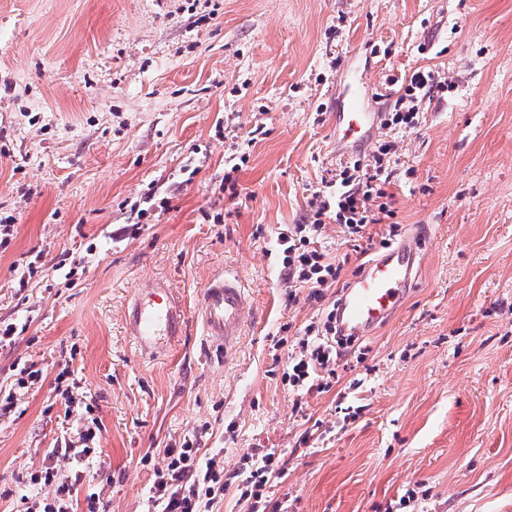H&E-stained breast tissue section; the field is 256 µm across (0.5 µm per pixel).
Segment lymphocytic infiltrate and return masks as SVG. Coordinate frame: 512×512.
<instances>
[{
    "instance_id": "lymphocytic-infiltrate-1",
    "label": "lymphocytic infiltrate",
    "mask_w": 512,
    "mask_h": 512,
    "mask_svg": "<svg viewBox=\"0 0 512 512\" xmlns=\"http://www.w3.org/2000/svg\"><path fill=\"white\" fill-rule=\"evenodd\" d=\"M444 81L431 69L414 71L392 112L386 113L383 125L391 130L416 128L423 102L442 91ZM396 153L392 141L379 143L369 158L357 159L340 168L336 190L316 192L311 203L312 220L279 232L283 266L289 282L308 289L310 298L321 299L326 288L340 284L345 263L335 260L317 244L325 220L343 226L350 241L362 240L370 226L393 217L395 194L391 160ZM348 343L338 336L335 311L324 320L313 321L288 354L285 382L300 394L329 391L336 377V362ZM199 451L192 441L181 448L168 449L165 467L154 469L150 501L154 512H206L207 507L228 487L221 461L200 462ZM249 473L241 482L240 498L248 502L249 512H259V504L270 482L283 478L286 462L272 450L248 455ZM57 465L45 466L34 478L35 483L51 488L44 497L41 512H74L73 483L58 478Z\"/></svg>"
}]
</instances>
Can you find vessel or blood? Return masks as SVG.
<instances>
[{
  "label": "vessel or blood",
  "mask_w": 512,
  "mask_h": 512,
  "mask_svg": "<svg viewBox=\"0 0 512 512\" xmlns=\"http://www.w3.org/2000/svg\"><path fill=\"white\" fill-rule=\"evenodd\" d=\"M377 118L365 97L348 93L343 112L336 115V135L353 146L366 145L377 127ZM423 249L420 237L406 238L370 261L344 288L337 312L342 335L363 337L391 319L415 286ZM200 306L203 334L233 346L250 316L241 280L225 276L208 281L201 290ZM124 317L129 336L141 353L149 355L171 347L187 327L182 305L171 288L160 281L139 288Z\"/></svg>",
  "instance_id": "1"
}]
</instances>
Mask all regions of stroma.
Masks as SVG:
<instances>
[{"mask_svg":"<svg viewBox=\"0 0 512 512\" xmlns=\"http://www.w3.org/2000/svg\"><path fill=\"white\" fill-rule=\"evenodd\" d=\"M421 67L448 86L398 133L393 166V220L426 236L421 280L330 390L294 407L286 343L337 295L288 303L277 231L307 223L313 192L363 155L336 138L352 77L386 113ZM6 218L0 512L40 495L31 473L88 404L99 440L81 472H60L77 512L92 491L103 512H146L154 467L187 440L228 478L253 449L284 455L265 490L278 512H512V0H0ZM385 230L357 250L336 223L319 240L350 279ZM226 270L253 322L223 353L197 317ZM154 280L188 327L149 358L123 312ZM24 367L41 376L22 388ZM65 370L85 401L70 412Z\"/></svg>","mask_w":512,"mask_h":512,"instance_id":"obj_1","label":"stroma"}]
</instances>
